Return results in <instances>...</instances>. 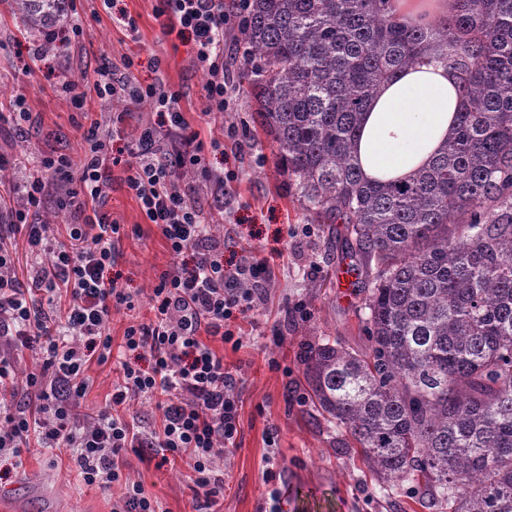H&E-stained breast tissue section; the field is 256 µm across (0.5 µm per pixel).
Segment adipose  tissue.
Here are the masks:
<instances>
[{
    "mask_svg": "<svg viewBox=\"0 0 512 512\" xmlns=\"http://www.w3.org/2000/svg\"><path fill=\"white\" fill-rule=\"evenodd\" d=\"M454 77L430 62L396 74L369 103L356 143L365 178L392 180L425 167L456 125Z\"/></svg>",
    "mask_w": 512,
    "mask_h": 512,
    "instance_id": "ef3b65f1",
    "label": "adipose tissue"
}]
</instances>
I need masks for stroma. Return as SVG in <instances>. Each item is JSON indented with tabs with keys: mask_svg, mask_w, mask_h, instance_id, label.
<instances>
[{
	"mask_svg": "<svg viewBox=\"0 0 512 512\" xmlns=\"http://www.w3.org/2000/svg\"><path fill=\"white\" fill-rule=\"evenodd\" d=\"M157 5L158 0H111L107 5L76 0L73 17L84 29L82 36L66 35L47 45L0 0V104L9 105L22 92L31 112L23 129L0 123V153L21 162L0 182V207L19 202L14 187L36 171L39 152L81 155L82 112L102 121L111 113H125L130 130L153 120L148 103L127 97L91 94L82 109L73 108L64 86L80 74H93L106 57L116 62L132 58V83L160 81L179 92L193 129L242 144L238 150L206 154V171L236 176L226 186L223 213L207 209L206 171L184 177L195 188V201L207 209L213 236L224 243L225 260L250 251L274 270L262 301L237 318L244 330L242 348L224 349V365L236 379L239 399L236 447L222 465L224 497L207 509L192 490L188 467L158 457L132 460L130 479L142 482L164 512H267L263 474L268 469L283 483V512H427L413 482L378 481L360 453L348 447L345 430L329 424L310 402L302 365L307 343L330 336L355 350L368 345L361 300L348 290V277L340 270L342 225L308 224L277 172L272 142L256 122L254 101L237 81L243 60L232 32L224 34V61L230 80L237 83L233 106L223 119L200 120L205 76L186 46L162 34ZM129 16L137 22L138 36L125 29ZM105 210L123 232L122 255L112 274L138 297L135 310L112 315L109 327L118 340L128 325L150 317L152 289L174 259L120 182H113ZM121 493L117 485L105 491L80 482L75 467L56 450L35 451L19 469L10 459L0 460V512H112Z\"/></svg>",
	"mask_w": 512,
	"mask_h": 512,
	"instance_id": "stroma-1",
	"label": "stroma"
}]
</instances>
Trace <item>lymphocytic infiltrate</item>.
I'll return each instance as SVG.
<instances>
[{"label": "lymphocytic infiltrate", "mask_w": 512, "mask_h": 512, "mask_svg": "<svg viewBox=\"0 0 512 512\" xmlns=\"http://www.w3.org/2000/svg\"><path fill=\"white\" fill-rule=\"evenodd\" d=\"M248 8L249 0H159L162 33L189 42L205 72L204 118L222 116L233 103L224 33L241 23ZM132 65L129 57L118 63L103 59L94 76L69 84L72 100L80 107L91 92L127 95L149 101L158 122L131 134L124 113L105 127L90 120L82 133L83 156L41 155L37 172L23 185L21 208L9 210L0 223V340L7 342L0 348V456L18 460L34 445L68 451L85 484L123 485L113 512H162L158 499L126 473L128 453L142 460L161 453L188 464L194 493L212 506L224 490L214 462L229 453L238 433L235 378L224 366L220 346H241L231 323L261 297L272 272L250 253L225 261L223 243L213 237L181 177L183 168L203 165L205 149L221 144L189 132L177 92L160 83L130 85L123 72ZM117 139L124 141L125 155H113L111 143ZM120 165L127 171L128 192L176 262L153 290V319L126 327L117 343L109 318L132 307L133 299L108 275L121 227L103 206L112 170ZM53 177L66 188L63 205L75 222L27 288L14 273L12 240L22 232L31 254L47 250V227L35 218L46 206ZM22 348L36 349L42 360L39 372L23 378L15 359ZM130 352L149 355L150 367L129 362ZM113 358L122 372L111 396L93 417L79 419L92 364ZM137 399L154 402L162 416L159 428L145 434L127 420L124 409Z\"/></svg>", "instance_id": "obj_1"}]
</instances>
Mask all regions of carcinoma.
I'll use <instances>...</instances> for the list:
<instances>
[{
  "label": "carcinoma",
  "mask_w": 512,
  "mask_h": 512,
  "mask_svg": "<svg viewBox=\"0 0 512 512\" xmlns=\"http://www.w3.org/2000/svg\"><path fill=\"white\" fill-rule=\"evenodd\" d=\"M41 34L69 0H8ZM411 26L396 0H250L237 50L279 173L316 224H342L369 349L307 346L314 407L424 507L512 512V0H452ZM425 59L464 102L430 164L369 181L355 163L377 89Z\"/></svg>",
  "instance_id": "cac0c4a2"
}]
</instances>
